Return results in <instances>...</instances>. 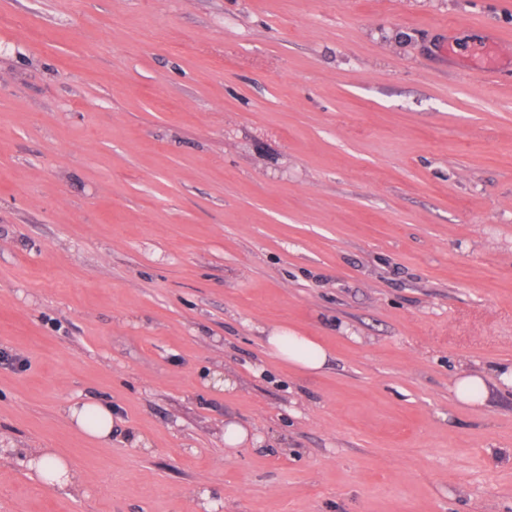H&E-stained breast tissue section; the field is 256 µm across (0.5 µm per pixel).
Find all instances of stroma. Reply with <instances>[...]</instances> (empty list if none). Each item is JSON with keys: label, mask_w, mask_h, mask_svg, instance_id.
Masks as SVG:
<instances>
[{"label": "stroma", "mask_w": 512, "mask_h": 512, "mask_svg": "<svg viewBox=\"0 0 512 512\" xmlns=\"http://www.w3.org/2000/svg\"><path fill=\"white\" fill-rule=\"evenodd\" d=\"M3 351L0 512H512V0H0ZM272 356L306 372H316L328 362L330 354L307 336H296L288 331L274 330L267 336ZM488 383H492L499 388H512V367L500 371L497 377L493 379L485 378L479 374L463 372V375L455 384V395L463 403L474 404L478 402L480 405H484L490 392ZM69 413L76 425L87 434L103 442L111 439L114 421L110 405L89 399L81 406H71ZM35 471L40 478L51 481L53 488L60 492H67L73 485L72 475L68 463L53 454H41L35 460Z\"/></svg>", "instance_id": "35a3bbf8"}]
</instances>
